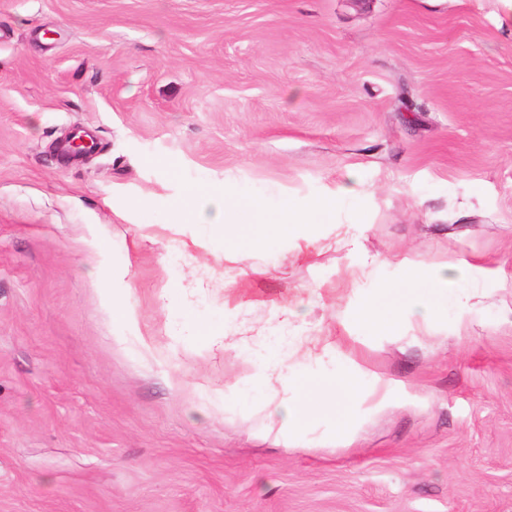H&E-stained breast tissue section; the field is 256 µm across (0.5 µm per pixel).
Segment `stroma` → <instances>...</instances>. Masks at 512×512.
Returning a JSON list of instances; mask_svg holds the SVG:
<instances>
[{
	"instance_id": "stroma-1",
	"label": "stroma",
	"mask_w": 512,
	"mask_h": 512,
	"mask_svg": "<svg viewBox=\"0 0 512 512\" xmlns=\"http://www.w3.org/2000/svg\"><path fill=\"white\" fill-rule=\"evenodd\" d=\"M500 15L497 0H0V512H512ZM79 129L97 150L61 154ZM227 182L328 209L219 247L205 223ZM403 259L447 276V321H357ZM193 314L223 334L196 342ZM285 361H352L395 397L356 401L352 435L324 422L287 448L261 410Z\"/></svg>"
}]
</instances>
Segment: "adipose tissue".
Returning <instances> with one entry per match:
<instances>
[{
    "mask_svg": "<svg viewBox=\"0 0 512 512\" xmlns=\"http://www.w3.org/2000/svg\"><path fill=\"white\" fill-rule=\"evenodd\" d=\"M215 195L224 206L208 222L207 234L222 243L234 240L242 228L247 229L253 243H267L276 234L310 227L316 215L326 207L322 201L304 206L286 196L271 208L265 199L253 195L249 198L248 210L243 212L237 203L239 193L233 186L217 189ZM410 313L420 314L428 323L447 317V281L432 277L421 285L414 273L405 272L399 284L387 286L364 298L357 317L364 324L392 330L399 327ZM285 388L298 393L288 409L282 406L281 391ZM364 395L378 405L392 398L385 389L364 392L354 369L319 376L295 372L283 376L280 387L268 389L266 405L273 415L282 418L285 427L282 438L289 446L294 438L309 433L313 425L323 418L334 421L342 432H350L354 402Z\"/></svg>",
    "mask_w": 512,
    "mask_h": 512,
    "instance_id": "obj_1",
    "label": "adipose tissue"
}]
</instances>
